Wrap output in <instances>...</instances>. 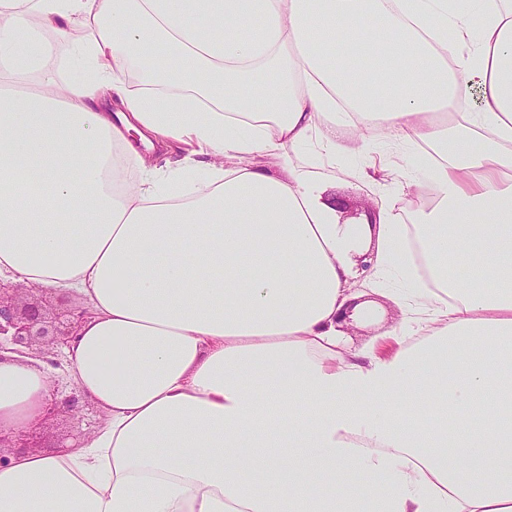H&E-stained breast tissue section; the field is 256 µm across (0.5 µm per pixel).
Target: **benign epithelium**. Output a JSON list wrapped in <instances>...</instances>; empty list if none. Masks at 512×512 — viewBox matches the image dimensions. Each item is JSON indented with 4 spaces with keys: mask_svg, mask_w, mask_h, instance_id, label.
I'll use <instances>...</instances> for the list:
<instances>
[{
    "mask_svg": "<svg viewBox=\"0 0 512 512\" xmlns=\"http://www.w3.org/2000/svg\"><path fill=\"white\" fill-rule=\"evenodd\" d=\"M27 291L22 284L8 285L0 283V350L3 343L13 345L11 351L42 345L49 350L66 347L78 335V331L87 318L85 308L67 310L65 321H56L48 317L46 310L37 302H19L20 294ZM83 405L75 395H69L61 401L50 404L48 411L63 410L67 413L82 411Z\"/></svg>",
    "mask_w": 512,
    "mask_h": 512,
    "instance_id": "obj_1",
    "label": "benign epithelium"
}]
</instances>
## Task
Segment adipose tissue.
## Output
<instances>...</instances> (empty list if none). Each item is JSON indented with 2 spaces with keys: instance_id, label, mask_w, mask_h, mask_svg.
I'll return each mask as SVG.
<instances>
[{
  "instance_id": "1",
  "label": "adipose tissue",
  "mask_w": 512,
  "mask_h": 512,
  "mask_svg": "<svg viewBox=\"0 0 512 512\" xmlns=\"http://www.w3.org/2000/svg\"><path fill=\"white\" fill-rule=\"evenodd\" d=\"M356 125L434 150L417 223L292 164ZM2 275L82 295L105 419L1 462L0 512H512V0H0ZM57 397L0 351V432Z\"/></svg>"
}]
</instances>
